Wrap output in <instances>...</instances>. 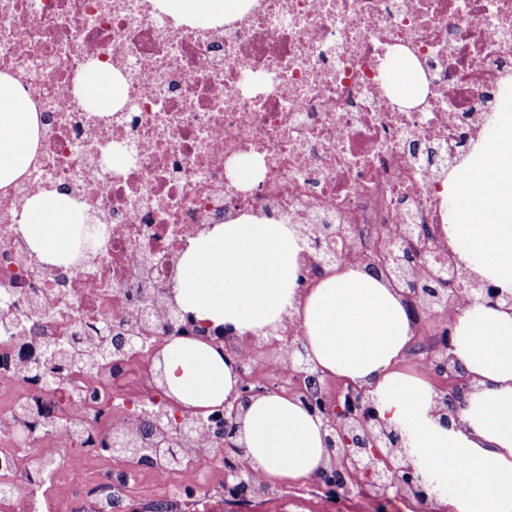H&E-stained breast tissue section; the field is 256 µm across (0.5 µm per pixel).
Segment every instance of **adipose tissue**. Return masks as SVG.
<instances>
[{"instance_id": "obj_1", "label": "adipose tissue", "mask_w": 512, "mask_h": 512, "mask_svg": "<svg viewBox=\"0 0 512 512\" xmlns=\"http://www.w3.org/2000/svg\"><path fill=\"white\" fill-rule=\"evenodd\" d=\"M177 19L209 24L235 0H159ZM102 110L119 104L123 85L93 68L80 78ZM37 114L22 86L0 73V188L20 177L37 147ZM444 229L459 263L512 293V98L497 112L463 164L448 178ZM87 209L62 194L28 201L19 223L33 251L67 253L72 225ZM305 240L266 218L215 225L184 251L175 301L201 322L232 327L239 338L297 321L306 357L321 374L366 388L378 413L402 439L412 462L436 487L457 486L448 512H512V307L474 303L454 315L452 354L473 387L457 422L444 426L434 378L400 369L414 335L402 298L358 262L336 264L312 287L297 285ZM167 386L186 405L222 403L238 377L215 348L182 338L162 350ZM322 422L280 393L256 397L244 415L252 464L268 481L310 478L327 461Z\"/></svg>"}]
</instances>
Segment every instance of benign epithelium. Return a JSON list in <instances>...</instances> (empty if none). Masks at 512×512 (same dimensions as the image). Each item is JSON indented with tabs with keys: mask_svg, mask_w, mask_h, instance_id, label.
I'll list each match as a JSON object with an SVG mask.
<instances>
[{
	"mask_svg": "<svg viewBox=\"0 0 512 512\" xmlns=\"http://www.w3.org/2000/svg\"><path fill=\"white\" fill-rule=\"evenodd\" d=\"M402 251L403 243L394 237L388 246L376 249L363 261L371 269L385 273L387 266L396 262L397 254ZM401 276L405 282V287L399 289L403 301L410 306L412 300H417L423 311L430 315L452 313L475 301L494 307H512V294L502 292L493 283L462 279L456 258H448V253L438 243L428 246L421 259L406 256ZM186 318L188 325L175 335L170 328L162 329L161 335L156 337L155 355H160L169 340L189 335L224 348V354L229 356L238 375L233 397L224 401L220 412L224 423V446L216 452L230 462L224 468V497L227 502H235L259 496L267 490L268 484L252 478L254 469L244 442L243 415L254 398L278 392L283 384L250 385L238 367L240 358L252 355V348L260 343L271 349L288 344L285 356L288 377L295 383L294 395L298 397L305 394L311 382L320 379L321 375L310 370L306 359L297 357L304 350L294 336H278L271 331L265 337L251 336L243 346L228 349L226 345L235 336L232 328L212 330L195 321L190 314ZM452 349V331L448 324L421 359L427 372L440 382L437 414L445 425L457 418L460 409L468 406V396L472 392L467 378L451 364ZM312 410L323 422V439L328 452L327 463L310 479L318 489L333 498L343 499L354 488L367 484L375 498H385L393 490L420 503L435 501L434 492L412 463L399 434L379 417L366 390L350 385L343 394L322 395Z\"/></svg>",
	"mask_w": 512,
	"mask_h": 512,
	"instance_id": "obj_1",
	"label": "benign epithelium"
}]
</instances>
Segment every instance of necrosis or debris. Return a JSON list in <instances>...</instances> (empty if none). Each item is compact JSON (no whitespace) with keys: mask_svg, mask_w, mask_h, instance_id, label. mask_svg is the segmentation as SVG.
<instances>
[{"mask_svg":"<svg viewBox=\"0 0 512 512\" xmlns=\"http://www.w3.org/2000/svg\"><path fill=\"white\" fill-rule=\"evenodd\" d=\"M418 65L422 90L396 94L388 64ZM101 64L124 84L105 114L79 89ZM0 73L23 86L39 116L29 169L0 189V476H30L42 450L81 444L98 466L91 512H117L132 489L123 445L146 448L142 473H165L180 444L146 360L150 344L73 373L62 391L20 373L39 338L140 336L171 312L169 288L189 241L243 214L321 228L299 267L318 278L344 238L346 256L409 228L441 233L448 176L479 141L512 79V0H243L218 25L179 22L154 0H0ZM124 156L112 161L114 153ZM255 162L242 185L234 167ZM57 192L88 206L93 245L75 235L48 262L27 243V201ZM46 429L24 438L13 418ZM119 428L113 454L91 435L100 413ZM149 421L151 433L136 425Z\"/></svg>","mask_w":512,"mask_h":512,"instance_id":"4bbe7bcc","label":"necrosis or debris"}]
</instances>
